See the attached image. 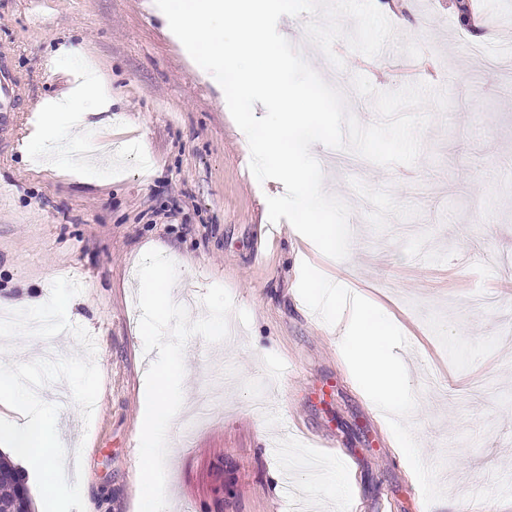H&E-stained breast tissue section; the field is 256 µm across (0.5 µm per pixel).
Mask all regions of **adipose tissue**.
<instances>
[{
    "label": "adipose tissue",
    "mask_w": 512,
    "mask_h": 512,
    "mask_svg": "<svg viewBox=\"0 0 512 512\" xmlns=\"http://www.w3.org/2000/svg\"><path fill=\"white\" fill-rule=\"evenodd\" d=\"M112 107L109 82L95 67H84L78 89L62 99L43 105L37 134L26 143L32 156H44L51 143L63 138L57 122L59 114L79 117L87 112H106ZM395 335L392 321L377 307L364 305L355 326L346 328L342 338L346 348L358 359L376 403L388 411H411L415 404L410 395L408 374L390 353ZM0 399L22 410L25 423L0 419V443L22 462L27 476L43 472L54 482L66 481L61 441L54 436L44 415V408L32 388L20 383L14 373L0 372Z\"/></svg>",
    "instance_id": "obj_1"
}]
</instances>
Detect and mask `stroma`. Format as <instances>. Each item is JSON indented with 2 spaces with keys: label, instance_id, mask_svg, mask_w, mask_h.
I'll use <instances>...</instances> for the list:
<instances>
[{
  "label": "stroma",
  "instance_id": "obj_1",
  "mask_svg": "<svg viewBox=\"0 0 512 512\" xmlns=\"http://www.w3.org/2000/svg\"><path fill=\"white\" fill-rule=\"evenodd\" d=\"M479 2L468 19L451 0H375L397 42L367 57L338 40L339 68L303 46L305 17H281L279 32L361 124L377 114L354 76L401 88L405 40L421 50L419 82L449 100L426 106L415 164L349 171L338 150L312 146L326 193L350 207L349 255L335 260L284 219L271 240L267 200L285 188L255 179L221 86L154 0H0V50L33 105L0 139V297L25 310L56 297L66 329H18L0 348V368L52 408L66 452L70 482L36 481L37 502L138 512L141 397L155 356L139 331L137 268L156 249L176 263L173 293L192 297L191 318L214 284L250 315L246 326L230 317L233 342L185 346L192 401L216 389L221 400L192 434L169 436L168 512H372L381 495L395 512H449L462 499L512 512V98L491 62L512 37V0ZM76 45L110 79L112 109L67 123V137L125 152L91 179L22 150L35 108L69 94ZM314 279L346 282L409 342L402 360L420 409L380 415L384 447L365 441L375 407ZM90 339L97 355L85 353ZM78 366L84 379L67 384ZM332 374L335 396L313 400ZM326 429L336 448L321 446Z\"/></svg>",
  "mask_w": 512,
  "mask_h": 512
}]
</instances>
